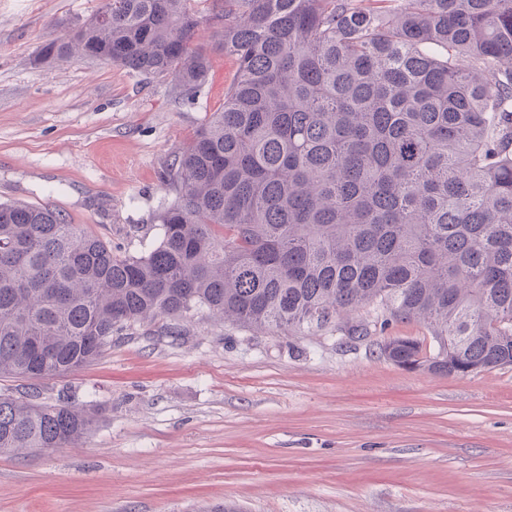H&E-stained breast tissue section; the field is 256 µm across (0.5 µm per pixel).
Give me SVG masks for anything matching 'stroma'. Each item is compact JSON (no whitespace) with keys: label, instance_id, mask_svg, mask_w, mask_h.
<instances>
[{"label":"stroma","instance_id":"1","mask_svg":"<svg viewBox=\"0 0 512 512\" xmlns=\"http://www.w3.org/2000/svg\"><path fill=\"white\" fill-rule=\"evenodd\" d=\"M100 0H0V202L65 214L140 255L160 237L161 180L224 107L233 56L182 98L171 76L95 59L35 63ZM114 337L39 381L98 410L78 444L0 455V512H512V366L448 378L403 369L381 338L434 348L421 322L348 341L205 317Z\"/></svg>","mask_w":512,"mask_h":512}]
</instances>
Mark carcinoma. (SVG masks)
<instances>
[{"label":"carcinoma","instance_id":"obj_1","mask_svg":"<svg viewBox=\"0 0 512 512\" xmlns=\"http://www.w3.org/2000/svg\"><path fill=\"white\" fill-rule=\"evenodd\" d=\"M237 63L224 109L176 152L145 254L0 203V377L77 371L143 322L198 314L254 330L422 319L388 360L459 377L512 365V0H101L46 41L204 83V34ZM95 415L0 394V453L64 448Z\"/></svg>","mask_w":512,"mask_h":512}]
</instances>
